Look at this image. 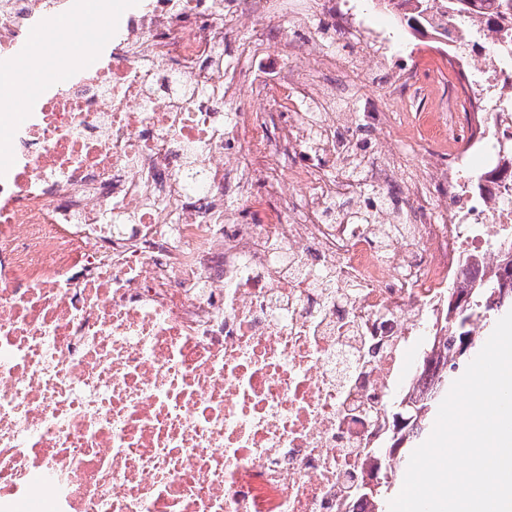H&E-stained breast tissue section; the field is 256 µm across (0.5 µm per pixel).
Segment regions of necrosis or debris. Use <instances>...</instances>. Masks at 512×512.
Wrapping results in <instances>:
<instances>
[{
	"instance_id": "necrosis-or-debris-1",
	"label": "necrosis or debris",
	"mask_w": 512,
	"mask_h": 512,
	"mask_svg": "<svg viewBox=\"0 0 512 512\" xmlns=\"http://www.w3.org/2000/svg\"><path fill=\"white\" fill-rule=\"evenodd\" d=\"M272 0H149L103 46L101 68L44 90L19 128L0 107V512H370V454L402 353L450 332L453 294L512 242V177L474 188L476 160L512 169V21L449 32L394 62L393 40L347 0H321L326 40L276 77L224 42ZM70 11L0 0V56ZM484 43L481 55L472 38ZM354 42L384 69L386 111L419 175L361 151L324 79ZM447 69L448 107L402 127L425 72ZM195 94L183 93V86ZM249 109L227 111L241 87ZM356 165L403 183L407 221L378 232L338 217ZM442 197L431 208L430 197Z\"/></svg>"
}]
</instances>
